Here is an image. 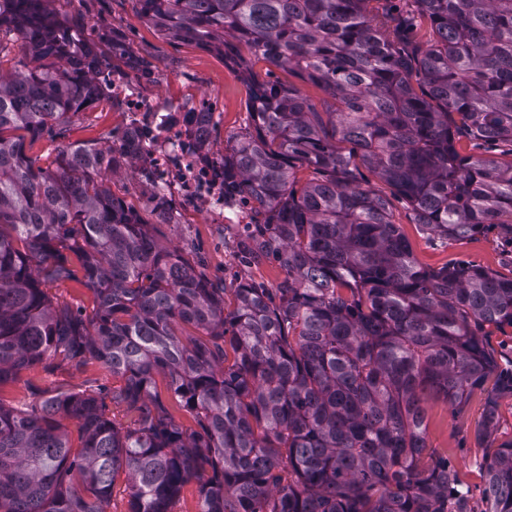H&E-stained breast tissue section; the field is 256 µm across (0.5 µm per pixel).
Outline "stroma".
I'll list each match as a JSON object with an SVG mask.
<instances>
[{"mask_svg": "<svg viewBox=\"0 0 512 512\" xmlns=\"http://www.w3.org/2000/svg\"><path fill=\"white\" fill-rule=\"evenodd\" d=\"M50 8L64 28L80 40L96 44L99 52L120 66L112 55L113 38H121L138 58L153 72L147 94L188 100L204 94L222 105L224 122L216 133L215 144L230 147L247 121L251 105L249 87L252 81H279L299 85L315 111L329 109V98L317 86L300 82L294 74L284 72L265 62L254 61L247 48L231 55L219 48H202L161 34L141 11L140 0H51ZM120 123L119 113L102 102L75 117L66 140L44 137L27 142L29 156L46 161L54 158L65 143L79 142L99 148L112 143V130ZM363 188L373 190L390 203L391 217L400 224L419 263L426 268H438L452 261L472 262L497 272H512V255L506 251L498 229H490L475 238L441 245L432 242L419 230L406 202L376 173L360 168ZM113 195L134 212L141 223L150 225L164 243L178 248L190 261L202 263L207 277L226 289L236 288L243 280H252L274 287L284 272L271 258L252 263L244 260L240 249L250 233L247 224H210L203 217L188 215L181 223L162 224L152 214L145 196L129 165L118 166L108 180ZM67 373L48 374L41 368L23 370L19 378L0 388L6 403L29 401L30 386L54 387L69 382ZM484 389H475L462 414H454L442 398L428 397V446L437 455L447 457L468 486L474 501H481L484 486L481 463L489 455L486 442L475 437L482 416Z\"/></svg>", "mask_w": 512, "mask_h": 512, "instance_id": "stroma-1", "label": "stroma"}]
</instances>
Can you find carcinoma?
<instances>
[{"label":"carcinoma","instance_id":"carcinoma-1","mask_svg":"<svg viewBox=\"0 0 512 512\" xmlns=\"http://www.w3.org/2000/svg\"><path fill=\"white\" fill-rule=\"evenodd\" d=\"M46 2L0 0V385L92 361L117 384L0 399V512H107L122 475L128 512H173L192 480L198 512H512V439L483 461L478 510L428 447L425 405L438 395L460 413L491 383L476 436L495 442L512 366L487 339L512 326V276L423 267L386 199L354 182L373 170L443 243L491 227L512 241V152L458 148L512 145V0H411L402 31L419 15L432 32L416 60L373 27L370 0H141L164 34L244 45L332 98L326 124L298 88L253 83L224 190L262 216L247 257L285 277L243 281L229 302L113 197L109 151L69 144L47 168L26 154L95 106ZM66 281L93 292L91 313L48 293Z\"/></svg>","mask_w":512,"mask_h":512}]
</instances>
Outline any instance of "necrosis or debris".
Returning a JSON list of instances; mask_svg holds the SVG:
<instances>
[{"label": "necrosis or debris", "mask_w": 512, "mask_h": 512, "mask_svg": "<svg viewBox=\"0 0 512 512\" xmlns=\"http://www.w3.org/2000/svg\"><path fill=\"white\" fill-rule=\"evenodd\" d=\"M94 62L93 90L108 101L123 121L112 133L115 159H132L134 172L155 214L174 219L197 212L209 223L220 224L225 210L244 221L249 200L224 196V155L214 148L220 114L205 96L191 103L173 98H150L144 93V66L132 51L116 70L98 63V53L85 47Z\"/></svg>", "instance_id": "necrosis-or-debris-1"}]
</instances>
